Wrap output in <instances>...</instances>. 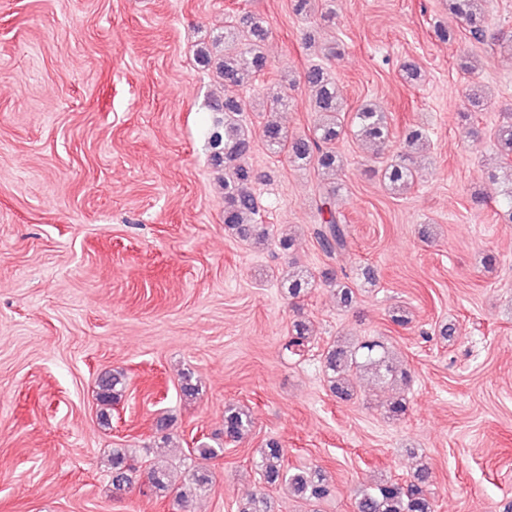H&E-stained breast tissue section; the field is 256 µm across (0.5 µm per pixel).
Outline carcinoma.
<instances>
[{
	"instance_id": "cac0c4a2",
	"label": "carcinoma",
	"mask_w": 512,
	"mask_h": 512,
	"mask_svg": "<svg viewBox=\"0 0 512 512\" xmlns=\"http://www.w3.org/2000/svg\"><path fill=\"white\" fill-rule=\"evenodd\" d=\"M450 14L464 21L468 32L476 42L487 37L488 18L484 0H448ZM268 28L256 14L245 13L224 25V50L213 55L207 49L199 51V61L215 69L216 76L226 86H242L249 77L264 70L267 59L261 53V44L268 38ZM305 83L314 92L313 108L320 116L310 137H290L280 124L270 122L263 129L267 149L273 153L285 152L289 161L297 167L312 166L326 177L318 185L317 211L320 226L315 238L321 250L329 257L342 251L347 243L344 221L332 208V197L336 194V175L340 171V159L336 143L345 134L340 119L345 103L340 88L329 68L314 64L304 73ZM485 93L483 85L471 83L465 90V112L468 118L474 112L483 111ZM212 110L217 113L209 132L208 143L213 164L224 170V224L242 240L264 237L269 234L266 225L260 223L261 213L251 191L253 171L244 162L250 150L248 131L243 124L242 103L233 98L217 99ZM351 130L358 136L381 146L393 138L387 113L375 105L365 104L352 113ZM494 146L501 160L507 185L498 201L503 217L512 223V115L504 118L494 130ZM380 180L393 195H402L415 183V170L404 161H394L378 171ZM332 287L340 303L350 306L358 289L351 288L334 277H324ZM315 286V275L304 268H296L281 282L288 297L300 300L311 293ZM313 330L310 323L297 320L292 324L287 350L300 351L308 344ZM323 371L329 390L339 399H350L355 391L351 376L357 372L371 375L376 381L395 386L407 384L408 372L396 358L391 347L379 339H363L355 342H334L322 354ZM125 388V374L121 371L107 372L97 383V399L102 405L100 419L111 421L112 406L118 403ZM254 425L250 409L229 404L224 407V441H239ZM222 446L213 447L206 442H197L193 453L201 463L188 474L185 483L177 488L176 499L184 504L190 496L205 490L212 482V472L207 461L221 452ZM255 467L260 475L262 487L258 488L243 503L238 512H271L267 490L283 486L288 494L299 499L316 502L327 497L330 484L320 468H294L284 465V452L275 438L265 441L259 450ZM136 471L133 457L125 448L112 449L110 473L112 488L117 493L132 485L131 474ZM431 477L427 465H420L407 485L383 480L374 486L359 491L356 512H434L425 487ZM147 481L158 491L171 486L170 472L155 466L147 472Z\"/></svg>"
}]
</instances>
